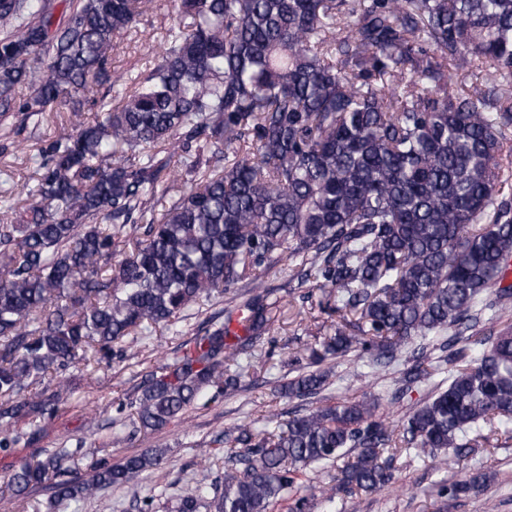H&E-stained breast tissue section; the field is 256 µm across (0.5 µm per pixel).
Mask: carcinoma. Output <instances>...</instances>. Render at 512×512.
Returning <instances> with one entry per match:
<instances>
[{
	"instance_id": "1",
	"label": "carcinoma",
	"mask_w": 512,
	"mask_h": 512,
	"mask_svg": "<svg viewBox=\"0 0 512 512\" xmlns=\"http://www.w3.org/2000/svg\"><path fill=\"white\" fill-rule=\"evenodd\" d=\"M149 4L61 0L58 20L56 0H0V136L76 117L39 147L21 192L0 190V450L20 441V421L58 411L60 394L32 384L89 365L90 350L100 363L130 336L174 332L220 295L224 319L148 382L134 424L161 431L241 387L240 356L273 324L257 270L276 253L289 281L365 323L336 327L284 394H317L353 353L376 371L405 361L398 393L426 382L428 397L395 425L371 394L266 433L234 426L224 477L193 482L171 512H269L299 473L334 466L340 483L321 490L331 510L341 490L392 483L391 450L444 467L483 429L512 432V0H174L159 51L114 77L115 40ZM450 62L473 74L469 90L451 87ZM105 84L113 96L93 97ZM190 151L179 182L170 159ZM165 454L100 461L82 479L76 452L58 448L0 494L51 490L34 512L107 486L136 498Z\"/></svg>"
}]
</instances>
